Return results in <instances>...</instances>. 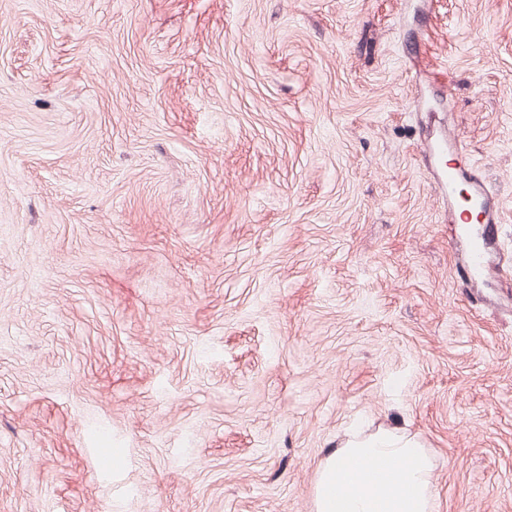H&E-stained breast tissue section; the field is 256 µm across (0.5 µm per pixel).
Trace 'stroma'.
I'll return each instance as SVG.
<instances>
[{
  "label": "stroma",
  "mask_w": 512,
  "mask_h": 512,
  "mask_svg": "<svg viewBox=\"0 0 512 512\" xmlns=\"http://www.w3.org/2000/svg\"><path fill=\"white\" fill-rule=\"evenodd\" d=\"M357 425L512 512V0H0V512H314ZM463 179L467 181L466 188L462 184ZM437 185L441 194L448 197V205L455 203L458 193L463 189L467 194L464 201L468 208L452 217L453 224H468L464 216L466 210H474L482 216L479 224H484V231L480 237L471 241L470 257L472 270L478 274H487L491 268L485 262V249L488 239L497 232L501 224L497 195L487 187L482 174L476 167L470 168L468 178H464L456 168L449 167L448 170L438 173Z\"/></svg>",
  "instance_id": "1"
}]
</instances>
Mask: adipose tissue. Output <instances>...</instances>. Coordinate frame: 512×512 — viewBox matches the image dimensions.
<instances>
[{
  "label": "adipose tissue",
  "instance_id": "ef3b65f1",
  "mask_svg": "<svg viewBox=\"0 0 512 512\" xmlns=\"http://www.w3.org/2000/svg\"><path fill=\"white\" fill-rule=\"evenodd\" d=\"M434 470L413 435L351 432L318 464L314 512H437Z\"/></svg>",
  "mask_w": 512,
  "mask_h": 512
}]
</instances>
